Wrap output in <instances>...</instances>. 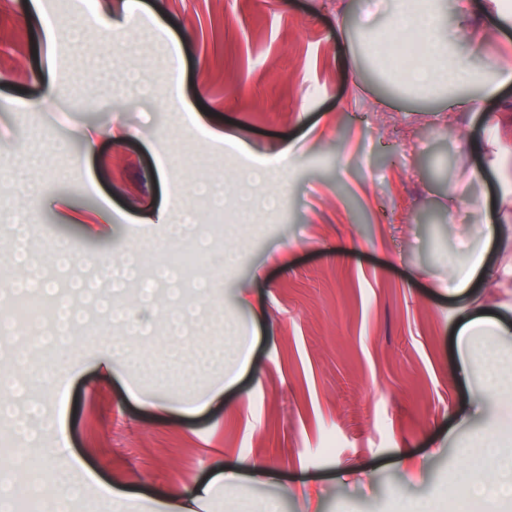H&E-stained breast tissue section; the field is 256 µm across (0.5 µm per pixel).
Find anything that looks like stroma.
I'll use <instances>...</instances> for the list:
<instances>
[{
  "instance_id": "1",
  "label": "stroma",
  "mask_w": 512,
  "mask_h": 512,
  "mask_svg": "<svg viewBox=\"0 0 512 512\" xmlns=\"http://www.w3.org/2000/svg\"><path fill=\"white\" fill-rule=\"evenodd\" d=\"M138 2L133 17L95 18L82 0L61 16L53 0H0V257L20 215L41 267L60 242L115 260L157 249L168 241L157 214L181 202L196 238L234 256L181 287L189 301L210 274L224 277L183 360L220 326L224 359L197 391L222 383L247 341L251 364L206 410L184 414L163 318L129 339L109 374L92 363L98 343L84 325L61 345L23 336L22 362L8 357L13 336H0L12 378L64 428L82 487L74 512H113L112 483L177 491L237 457L269 461L276 479L217 492L202 512H263L271 497L282 512H405L417 497L448 512V480L492 420L481 364L461 377L456 333L472 314L512 323V247L484 244L486 225L512 217V184L484 170L482 154L512 138V84L466 112L405 92L363 32L340 26L364 0ZM74 27L76 43L63 37ZM174 52L178 101L167 96ZM52 84L86 90L85 104L46 99ZM275 145L292 150L279 180L247 181ZM208 180L238 223H213L196 191ZM60 199L84 223H68ZM103 210L111 231L89 233ZM482 246L485 280L454 294L452 270ZM243 293L261 314L239 304ZM69 361L56 390L29 379ZM56 445L0 422V482L54 486Z\"/></svg>"
}]
</instances>
